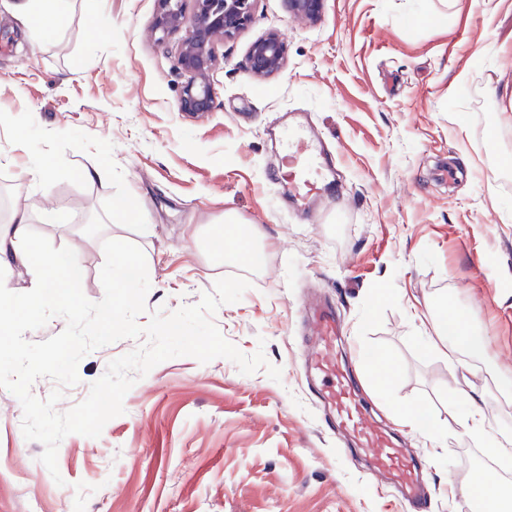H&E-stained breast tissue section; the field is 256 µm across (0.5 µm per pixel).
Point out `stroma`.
<instances>
[{"label":"stroma","mask_w":512,"mask_h":512,"mask_svg":"<svg viewBox=\"0 0 512 512\" xmlns=\"http://www.w3.org/2000/svg\"><path fill=\"white\" fill-rule=\"evenodd\" d=\"M482 2L324 0L309 23L285 0H256L249 27L216 47L213 109L193 117L179 106L182 36L152 34L157 0H102L95 22L85 0H69L66 25L41 43L0 9V223L28 209L42 256L79 254L93 302L104 296V241L139 246L142 326L219 278L248 279L213 320L243 354L264 351L282 369L276 382L225 358L158 364L100 437L61 441L59 484L42 444L23 436L20 401L0 389V512H403L365 458L342 453L308 388L315 301L335 306L365 400L423 457L429 512H474L461 491L474 471L512 475V462L451 431L461 408L449 390L465 378L486 427L512 438V389L490 375L512 372V0L493 13ZM272 28L288 60L259 81L246 58ZM290 112L328 145L342 185L309 218L268 182L282 153L270 129ZM41 159L55 168L45 187L29 172ZM90 167L102 177L84 179ZM229 216L259 229V269L212 249ZM436 301L488 344L471 372L425 349ZM138 345L85 356L58 411ZM379 354L397 367L384 389L369 367ZM393 398L426 407L429 430L401 426Z\"/></svg>","instance_id":"stroma-1"}]
</instances>
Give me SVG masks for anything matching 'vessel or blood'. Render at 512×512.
<instances>
[{"label":"vessel or blood","mask_w":512,"mask_h":512,"mask_svg":"<svg viewBox=\"0 0 512 512\" xmlns=\"http://www.w3.org/2000/svg\"><path fill=\"white\" fill-rule=\"evenodd\" d=\"M274 132L287 145L290 198L302 209L313 208L337 184L332 153L304 122L285 120ZM310 332L316 347L307 361V373L314 378L309 388L327 410V427L397 488L405 512H423L427 502L423 468L406 452L404 441L379 425L360 399L358 382L336 349L338 323L330 306H316Z\"/></svg>","instance_id":"vessel-or-blood-1"}]
</instances>
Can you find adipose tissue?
Instances as JSON below:
<instances>
[{
    "label": "adipose tissue",
    "instance_id": "obj_1",
    "mask_svg": "<svg viewBox=\"0 0 512 512\" xmlns=\"http://www.w3.org/2000/svg\"><path fill=\"white\" fill-rule=\"evenodd\" d=\"M8 11L11 17L23 27L35 30L38 39L47 40L65 24L67 19L66 0H10ZM31 218L24 208H16L10 219L0 224V269L21 264L30 267L39 293L35 305L60 299L61 285L75 279L80 263L77 254L69 253L44 263L33 248ZM460 332L456 338L448 336V312L437 307L433 316V335L428 342L430 352L446 357L449 363H456L458 355L477 360L487 353L485 341L470 336L465 318H458ZM454 397L465 403V410L456 419L460 434L485 443L489 452L503 461L512 460V441L497 437L484 423L482 410L475 391L468 383H460L453 390Z\"/></svg>",
    "mask_w": 512,
    "mask_h": 512
}]
</instances>
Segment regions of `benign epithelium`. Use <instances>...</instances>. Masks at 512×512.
<instances>
[{"mask_svg":"<svg viewBox=\"0 0 512 512\" xmlns=\"http://www.w3.org/2000/svg\"><path fill=\"white\" fill-rule=\"evenodd\" d=\"M153 30L166 38L184 32L178 64L184 73L180 110L189 114L208 112L216 97L214 74L217 67V42L230 39L252 22L256 0H157ZM288 10L313 21L320 16L323 0H286ZM287 47L278 31L272 29L249 47L247 64L258 79H265L284 69Z\"/></svg>","mask_w":512,"mask_h":512,"instance_id":"benign-epithelium-1","label":"benign epithelium"}]
</instances>
